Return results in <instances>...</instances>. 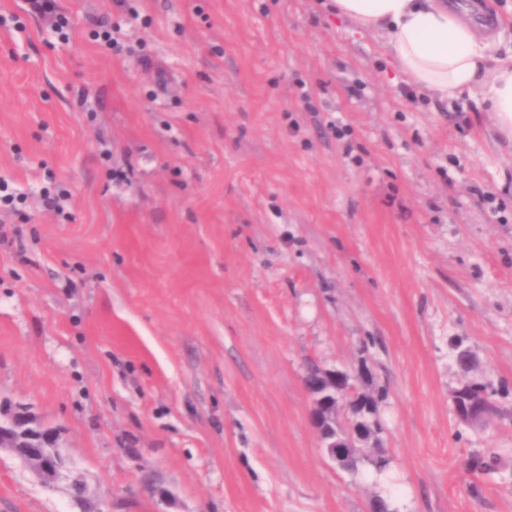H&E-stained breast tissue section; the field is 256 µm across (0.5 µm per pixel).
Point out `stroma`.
Listing matches in <instances>:
<instances>
[{
    "mask_svg": "<svg viewBox=\"0 0 512 512\" xmlns=\"http://www.w3.org/2000/svg\"><path fill=\"white\" fill-rule=\"evenodd\" d=\"M56 4L61 33L0 0V180L26 213L0 210V405L60 430L88 512H512V141L489 113L327 0ZM310 361L386 388L384 472L329 458ZM470 380L499 389L476 427L449 401ZM0 512L76 507L2 448Z\"/></svg>",
    "mask_w": 512,
    "mask_h": 512,
    "instance_id": "35a3bbf8",
    "label": "stroma"
}]
</instances>
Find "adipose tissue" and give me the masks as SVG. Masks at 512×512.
Instances as JSON below:
<instances>
[{"label":"adipose tissue","mask_w":512,"mask_h":512,"mask_svg":"<svg viewBox=\"0 0 512 512\" xmlns=\"http://www.w3.org/2000/svg\"><path fill=\"white\" fill-rule=\"evenodd\" d=\"M337 16L382 31L386 50L415 85L442 99H480L512 140V50L467 19L458 0H332Z\"/></svg>","instance_id":"adipose-tissue-1"}]
</instances>
